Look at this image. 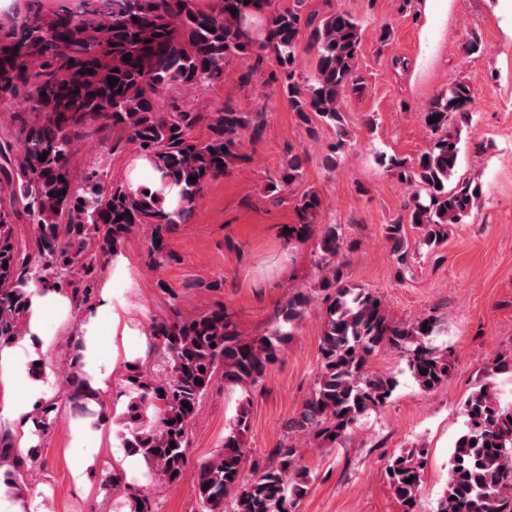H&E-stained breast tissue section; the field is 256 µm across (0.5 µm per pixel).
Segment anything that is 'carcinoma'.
I'll list each match as a JSON object with an SVG mask.
<instances>
[{
	"mask_svg": "<svg viewBox=\"0 0 512 512\" xmlns=\"http://www.w3.org/2000/svg\"><path fill=\"white\" fill-rule=\"evenodd\" d=\"M257 15L263 16V28L255 39L245 24ZM303 41L317 58L309 75L295 68ZM361 41L362 26L353 16L336 11L318 21L304 13L302 0L279 10L272 9L271 0H209L205 6L198 0H102L99 8L86 6L80 18L63 10L50 17L30 15L8 29L0 26V111L26 104L24 111L12 113L10 133L0 135V187L9 190L8 202L0 206V344L21 333L30 280L53 290L71 288L75 306L85 309L96 290L100 261L121 255L124 238L136 226H153L150 255L164 257L162 240L170 225L185 223L204 186L247 160L244 142L254 144L262 136L257 112L223 104L201 111L175 101L165 109L163 98L180 88L224 81L235 57L251 54L260 61L271 55L279 72L269 81L279 85L298 120L309 125L316 118L336 129L337 142L325 157V166L335 169L344 149L340 104L363 89ZM126 55L130 60H123ZM110 77L116 79L113 87ZM471 101L467 85L448 88L423 113L433 136L429 149L410 163L381 156L414 188L403 218L384 229L400 271L409 260L404 224L420 228V244L434 249L446 243L448 225L461 223L476 198L464 180L448 187L461 135L459 127L448 126V117L471 122ZM432 116L439 120L430 122ZM199 127L206 132L201 139L195 137ZM93 130L135 145L180 186L177 209L166 210L158 193L104 182L97 168L76 176L75 148ZM303 176L302 161L294 155L269 178L267 189L290 187ZM320 209L316 192L303 193L296 205L298 224L288 229L289 236L304 241L316 237L313 263L322 272L319 288L326 302L321 372L288 428L334 443L392 395L394 379L367 370L376 352L398 351L425 390L447 382L452 364L447 350L436 344V316L396 322L375 293L347 282L341 227L317 225ZM22 223L33 226L38 267L28 265L14 237V225ZM309 303L302 290L290 294L281 326L251 339L241 337L222 305L188 319L176 312L157 321L153 336L160 369L152 374L136 362L127 369L121 447L154 470L159 481H180L189 464V427L216 375L240 386L262 380ZM463 414L466 429L452 450L447 489L436 512H512V402L501 401L486 382L471 392ZM248 415L245 401L224 448L196 467L200 512H295L307 492L308 470L292 447L273 449L276 465L245 476L241 436ZM423 466L424 452L413 449L388 466L404 512L414 508Z\"/></svg>",
	"mask_w": 512,
	"mask_h": 512,
	"instance_id": "carcinoma-1",
	"label": "carcinoma"
}]
</instances>
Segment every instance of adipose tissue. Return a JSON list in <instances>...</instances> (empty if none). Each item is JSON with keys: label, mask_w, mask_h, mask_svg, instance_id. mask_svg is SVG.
Segmentation results:
<instances>
[{"label": "adipose tissue", "mask_w": 512, "mask_h": 512, "mask_svg": "<svg viewBox=\"0 0 512 512\" xmlns=\"http://www.w3.org/2000/svg\"><path fill=\"white\" fill-rule=\"evenodd\" d=\"M29 307L25 331L20 338L0 346V427H8L15 436L19 458H26L35 446L37 429L35 410L45 396L43 354L51 344L44 328L48 312L67 306L68 300L58 291L48 290L40 283L30 282L26 288ZM119 327L120 317L112 308V290L103 288L95 304L85 309L75 335L72 358L80 365L85 385L83 393L93 410L109 407L122 409V399L112 392V366L104 365L98 347L101 322ZM23 380L24 396L13 394L16 380Z\"/></svg>", "instance_id": "adipose-tissue-1"}]
</instances>
